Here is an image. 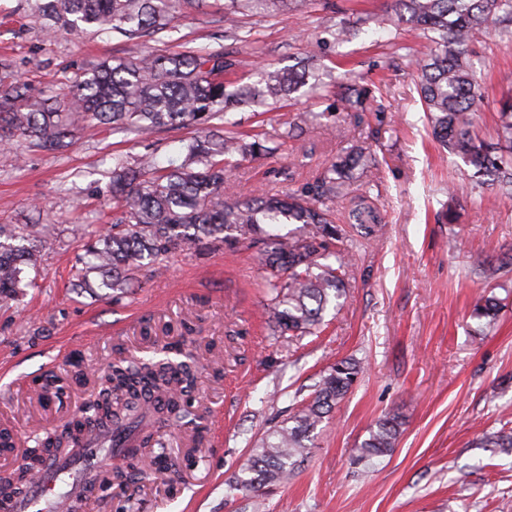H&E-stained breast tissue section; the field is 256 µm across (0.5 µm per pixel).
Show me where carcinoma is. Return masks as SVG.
I'll use <instances>...</instances> for the list:
<instances>
[{"mask_svg": "<svg viewBox=\"0 0 512 512\" xmlns=\"http://www.w3.org/2000/svg\"><path fill=\"white\" fill-rule=\"evenodd\" d=\"M237 9L253 13L288 0H234ZM398 20L432 34L434 49L412 63L418 73L416 91L432 133L442 146L473 170L479 184L512 195V109L499 112L496 139L475 132L474 107L481 101L473 73V43L488 28L499 29L512 43V0H395ZM38 14L53 22L55 31L84 35L115 32L128 40L167 28L181 9H196L202 0H35ZM313 57L301 59L287 72L267 71L264 86L229 90L224 83V53L205 47L171 57L144 55L118 58L84 71L64 84L61 97L43 98L21 85L0 84V134L46 149H55L72 136L80 122L110 125L137 138L165 127L208 124L204 134L189 139L185 163L160 170L148 159L131 165L120 157L112 167V203L120 213L112 228L89 233L85 268L72 284L127 292L134 276L148 265L160 266L187 246L199 249L229 242L263 244L269 271L267 288L274 334L315 333L329 309L346 295V276L352 254L343 228L336 224L334 203L350 194L355 172L376 165L369 148L353 145L336 163L322 169L315 183L285 197L240 199L226 189L238 162L257 153L267 133L247 141L229 109L249 100L290 95L303 82ZM345 112H365L371 92L350 84L338 94ZM347 223L361 237L375 236L382 216L369 195L351 199ZM280 224H299L295 234L274 233ZM22 236L29 246L0 241V298L19 293L24 268L36 265L40 253L54 245L45 224H27ZM500 299L479 295L471 317L484 326L495 324ZM119 358L99 376L102 401L74 420L67 429L75 441L84 428L109 422L129 432L149 430L152 420L182 421L192 408L196 360L192 353L180 361ZM361 374L360 363L337 361L320 376L313 392L290 418L292 425L270 431L241 474L229 481L232 490L258 491L285 484L307 453L305 440L347 395ZM401 422L396 415L376 423L358 448L360 458L385 456L396 447ZM121 436L112 437V454L124 461L115 479H135L137 449L126 448ZM487 448L512 449V428H501L484 440Z\"/></svg>", "mask_w": 512, "mask_h": 512, "instance_id": "obj_1", "label": "carcinoma"}]
</instances>
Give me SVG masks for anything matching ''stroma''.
I'll list each match as a JSON object with an SVG mask.
<instances>
[{
  "instance_id": "35a3bbf8",
  "label": "stroma",
  "mask_w": 512,
  "mask_h": 512,
  "mask_svg": "<svg viewBox=\"0 0 512 512\" xmlns=\"http://www.w3.org/2000/svg\"><path fill=\"white\" fill-rule=\"evenodd\" d=\"M395 0H295L288 10L239 15V38L225 36L223 13L178 15L167 32L128 40L115 33L51 34L30 0H0V80L58 95L82 70L117 57L174 55L205 46L224 54L225 75L245 85L263 69L284 70L299 54L314 58L309 83L268 100L262 112L235 110L243 128L283 132L301 112L319 113L301 136L242 161L230 189L240 198L285 194L314 182L347 146L370 147L378 237H352L347 299L318 335L281 337L267 329L266 272L258 248L184 249L162 271L147 267L132 292L75 294L81 229L114 217L112 159L154 157L181 164L196 128L173 127L148 139L81 124L53 152L21 142L0 145V226L50 225L55 245L28 287L0 300V425L27 442L63 431L116 357H149L165 345L206 354L192 394L199 427L166 426L171 465L155 449L141 457L138 480L109 476L88 512H512V453L482 448V436L512 427V294L491 329L478 332L472 300L484 291L482 265L512 255V198L471 180L463 161L433 140L416 93L408 49L431 43L406 23L377 26ZM359 34L341 39L344 27ZM482 85L476 130L494 135L512 96V47L497 32L475 47ZM369 87L368 112H338L340 84ZM337 125L341 136L331 135ZM454 209L455 222L442 214ZM352 358L358 382L318 426L309 453L286 487L229 491L269 430L287 424L297 391H311L337 360ZM82 368L83 381L73 377ZM400 435L386 456L356 462V450L384 415Z\"/></svg>"
}]
</instances>
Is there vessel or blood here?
<instances>
[{
	"instance_id": "obj_1",
	"label": "vessel or blood",
	"mask_w": 512,
	"mask_h": 512,
	"mask_svg": "<svg viewBox=\"0 0 512 512\" xmlns=\"http://www.w3.org/2000/svg\"><path fill=\"white\" fill-rule=\"evenodd\" d=\"M111 440L108 433L94 430L86 433L64 455L45 460L19 493L0 498V512H77L83 501L94 497V490L77 482L68 492H60L57 489L59 478L79 465L88 468L99 465L98 448Z\"/></svg>"
}]
</instances>
